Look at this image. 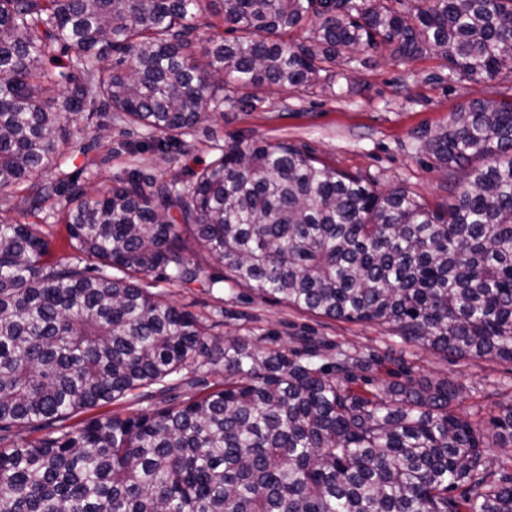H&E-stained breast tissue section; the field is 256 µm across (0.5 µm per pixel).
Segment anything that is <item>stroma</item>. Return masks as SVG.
<instances>
[{"instance_id":"obj_1","label":"stroma","mask_w":512,"mask_h":512,"mask_svg":"<svg viewBox=\"0 0 512 512\" xmlns=\"http://www.w3.org/2000/svg\"><path fill=\"white\" fill-rule=\"evenodd\" d=\"M356 57L355 67L311 89H256L247 106L225 109L188 135L191 147L185 152L163 155L144 133L130 136L116 124L100 136L84 120L74 119L73 136L64 147L70 158L66 175L95 189L110 187L116 176L133 167L183 181L189 172L205 168L219 146L232 141L288 142L338 171L367 177L377 190L402 187L433 207L453 203L448 172L426 151L422 135L447 126L453 112L472 101L511 100L512 77L452 81L445 61L432 53L396 61L363 47ZM189 257L203 269L200 280L185 285L153 274L143 285L197 317L207 329L206 343L238 338L292 354L302 352L305 337L312 336L332 349L381 354L391 349L404 361L375 366L374 388L400 379L407 368L416 377H445L466 385L468 393L457 405L461 413L478 411L487 418L512 404L511 363L447 358L403 343L384 325L310 314L228 281L210 288L206 278L221 274V267L196 249Z\"/></svg>"}]
</instances>
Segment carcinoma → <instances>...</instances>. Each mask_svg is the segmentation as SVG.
<instances>
[{
    "instance_id": "cac0c4a2",
    "label": "carcinoma",
    "mask_w": 512,
    "mask_h": 512,
    "mask_svg": "<svg viewBox=\"0 0 512 512\" xmlns=\"http://www.w3.org/2000/svg\"><path fill=\"white\" fill-rule=\"evenodd\" d=\"M214 16L237 36L200 41ZM361 46L434 53L453 81L512 74V0H0V189L20 188L34 216L68 192L57 221L76 251L51 262L42 225L0 219V512H512V454H487L490 438L512 449V405L461 414L466 388L446 378L359 391L380 358L321 364L313 339L295 359L209 346L140 285L196 281L192 241L227 272L211 287L512 363V100L476 101L428 138L464 173L444 209L283 142H232L181 187L136 169L91 193L28 183L67 165L71 115L143 129L167 154L245 90L316 86ZM57 52L69 64L43 68ZM64 81L71 93L43 99ZM220 363L223 388L176 394ZM158 394L168 406L67 424Z\"/></svg>"
}]
</instances>
